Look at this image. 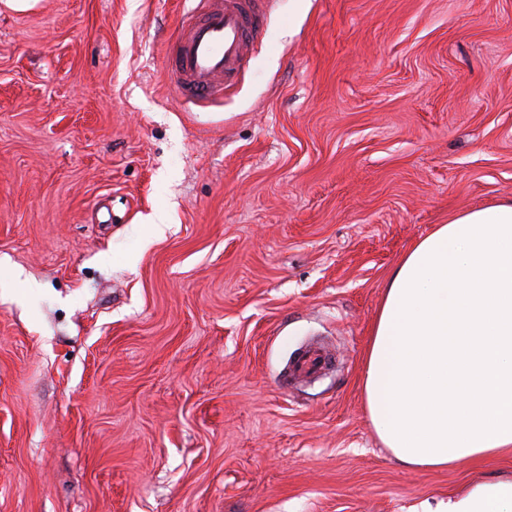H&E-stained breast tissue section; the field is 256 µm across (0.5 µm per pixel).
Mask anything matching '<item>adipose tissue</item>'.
I'll return each instance as SVG.
<instances>
[{"label": "adipose tissue", "mask_w": 512, "mask_h": 512, "mask_svg": "<svg viewBox=\"0 0 512 512\" xmlns=\"http://www.w3.org/2000/svg\"><path fill=\"white\" fill-rule=\"evenodd\" d=\"M396 461L446 469L512 447V198L449 217L390 272L364 379ZM441 512H512V473Z\"/></svg>", "instance_id": "1"}]
</instances>
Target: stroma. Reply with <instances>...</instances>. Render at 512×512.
<instances>
[{
    "label": "stroma",
    "instance_id": "1",
    "mask_svg": "<svg viewBox=\"0 0 512 512\" xmlns=\"http://www.w3.org/2000/svg\"><path fill=\"white\" fill-rule=\"evenodd\" d=\"M182 20L0 0V512H426L512 473L401 465L363 394L392 267L512 198V0H269L206 107Z\"/></svg>",
    "mask_w": 512,
    "mask_h": 512
}]
</instances>
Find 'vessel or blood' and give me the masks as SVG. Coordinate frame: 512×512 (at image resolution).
<instances>
[{"mask_svg": "<svg viewBox=\"0 0 512 512\" xmlns=\"http://www.w3.org/2000/svg\"><path fill=\"white\" fill-rule=\"evenodd\" d=\"M266 2L197 0L167 61L183 102L206 104L236 85L263 27Z\"/></svg>", "mask_w": 512, "mask_h": 512, "instance_id": "b4317fda", "label": "vessel or blood"}]
</instances>
